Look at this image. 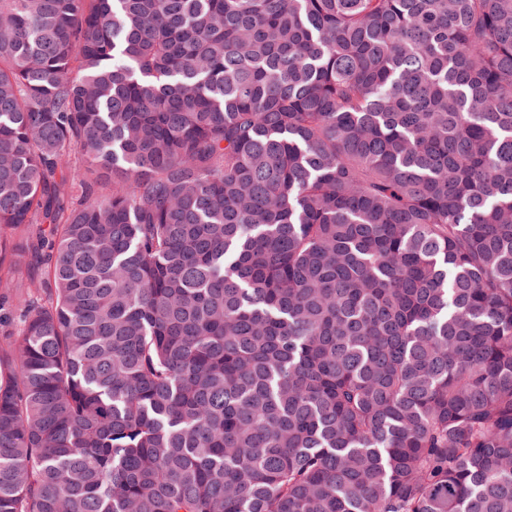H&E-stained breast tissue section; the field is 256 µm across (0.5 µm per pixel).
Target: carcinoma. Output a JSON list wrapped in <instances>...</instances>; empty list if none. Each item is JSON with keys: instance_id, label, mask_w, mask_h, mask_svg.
Segmentation results:
<instances>
[{"instance_id": "1", "label": "carcinoma", "mask_w": 512, "mask_h": 512, "mask_svg": "<svg viewBox=\"0 0 512 512\" xmlns=\"http://www.w3.org/2000/svg\"><path fill=\"white\" fill-rule=\"evenodd\" d=\"M0 512H512V0H0Z\"/></svg>"}]
</instances>
